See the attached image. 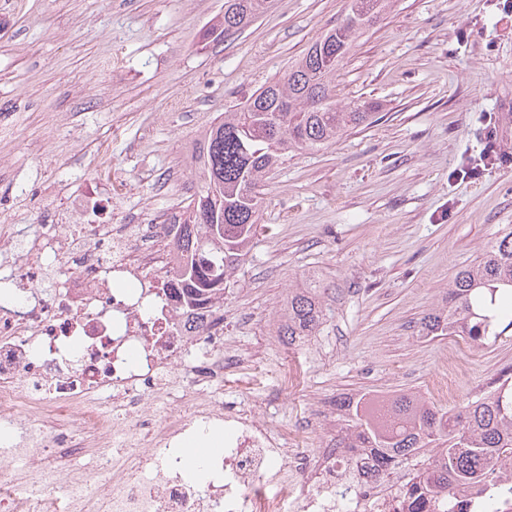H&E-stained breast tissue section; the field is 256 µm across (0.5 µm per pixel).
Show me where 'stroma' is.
Returning <instances> with one entry per match:
<instances>
[{
	"mask_svg": "<svg viewBox=\"0 0 512 512\" xmlns=\"http://www.w3.org/2000/svg\"><path fill=\"white\" fill-rule=\"evenodd\" d=\"M346 0H268L213 40L224 0H0V227L35 239L91 188L103 224L159 221L196 188L190 155L215 118L282 78ZM122 52L120 81L101 68ZM377 119L303 149L261 189L255 244L224 291V338L248 348L214 391L294 426L343 427L338 396L414 393L452 408L512 366V329L480 347L420 337L421 318L512 225V0H393L336 75V100ZM494 127L503 163L475 178ZM317 280L326 319L287 346L288 291ZM304 385L283 391L281 364ZM456 370L442 396L436 378Z\"/></svg>",
	"mask_w": 512,
	"mask_h": 512,
	"instance_id": "stroma-1",
	"label": "stroma"
}]
</instances>
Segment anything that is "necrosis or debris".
<instances>
[{
    "label": "necrosis or debris",
    "instance_id": "necrosis-or-debris-1",
    "mask_svg": "<svg viewBox=\"0 0 512 512\" xmlns=\"http://www.w3.org/2000/svg\"><path fill=\"white\" fill-rule=\"evenodd\" d=\"M99 205L84 193L88 223L47 216L21 264L0 261V512H409L408 484L335 435L292 448L288 426L217 402L240 355L159 296L164 226L96 224ZM219 427L222 454L189 481L183 444Z\"/></svg>",
    "mask_w": 512,
    "mask_h": 512
}]
</instances>
